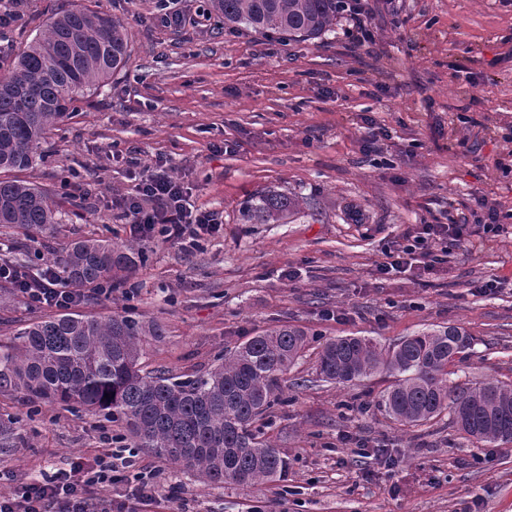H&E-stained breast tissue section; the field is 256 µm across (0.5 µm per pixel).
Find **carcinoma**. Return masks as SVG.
<instances>
[{"instance_id":"obj_1","label":"carcinoma","mask_w":512,"mask_h":512,"mask_svg":"<svg viewBox=\"0 0 512 512\" xmlns=\"http://www.w3.org/2000/svg\"><path fill=\"white\" fill-rule=\"evenodd\" d=\"M224 26L307 41L336 26L339 0H210ZM127 30L110 16L76 8L51 17L0 71V170L23 171L42 157L47 132L126 59ZM310 207L307 198L268 190L243 202L241 224H286ZM51 195L26 182L0 180V227L45 231L57 223ZM144 255L103 239L72 243L60 258L65 282L98 288L130 278ZM162 328L128 312L107 318L61 314L21 325L0 357V387L29 404L56 402L123 421L133 447L149 450L213 485L256 486L288 470V460L255 424L280 400L288 372L309 346L287 324L234 346L206 376L182 379L141 367L145 336ZM473 336L441 326L403 337L389 348L362 336L321 346L319 380L343 384L373 374L395 378L381 406L401 425L444 411L478 441H512V385H448V366L471 349ZM110 398H105V394ZM15 448V423L0 421V458Z\"/></svg>"}]
</instances>
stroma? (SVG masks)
<instances>
[{
	"label": "stroma",
	"mask_w": 512,
	"mask_h": 512,
	"mask_svg": "<svg viewBox=\"0 0 512 512\" xmlns=\"http://www.w3.org/2000/svg\"><path fill=\"white\" fill-rule=\"evenodd\" d=\"M87 6L120 19L124 66L86 91L52 128L46 158L21 179L48 191L58 222L45 232L0 228V258L37 273L72 242L99 237L147 260L79 314L133 310L164 334L143 345L147 369L204 376L226 349L286 323L310 340L265 437L288 459L261 486H214L147 451L156 502L140 512H512V442L469 439L445 412L403 426L379 407L391 377L318 381L325 340L370 336L383 346L456 325L476 339L449 382L512 383V0H366L373 42L339 14L321 38L294 42L226 31L206 0H181L184 27L158 21V0H23L29 29ZM166 160L191 203L224 230L192 253L161 234L139 238L105 207L130 192V158ZM276 189L306 197L289 224H242V203ZM504 213L497 236L480 223ZM467 221L479 246L431 273H380L387 251L422 224ZM499 281L496 293L483 285ZM18 291L0 293V345L46 316ZM0 389V417L19 419L16 452L0 460V495L42 474L92 462L120 426L44 402L26 418ZM391 453L395 466L375 458Z\"/></svg>",
	"instance_id": "1"
}]
</instances>
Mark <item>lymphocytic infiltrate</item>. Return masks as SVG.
I'll return each mask as SVG.
<instances>
[{"label": "lymphocytic infiltrate", "instance_id": "f902f5d3", "mask_svg": "<svg viewBox=\"0 0 512 512\" xmlns=\"http://www.w3.org/2000/svg\"><path fill=\"white\" fill-rule=\"evenodd\" d=\"M134 193L113 196L111 207L132 225L141 237L161 230L166 241L180 243L201 233L216 234L222 228L216 212L194 208L187 191L163 162L143 165L133 171ZM405 245L388 255L382 273L388 274L419 263L424 269L447 261L453 251H472L475 243L468 225L449 221L445 224H424L416 234L405 237ZM0 275L13 278L22 293L36 304L65 310L80 304L85 294L75 288L59 285L54 268L31 276L0 263ZM131 459L123 450L99 454L95 464H76L60 470L42 482L28 484L21 490L0 495V512H99L97 503L87 495L93 485L107 486L118 481L119 472Z\"/></svg>", "mask_w": 512, "mask_h": 512}]
</instances>
